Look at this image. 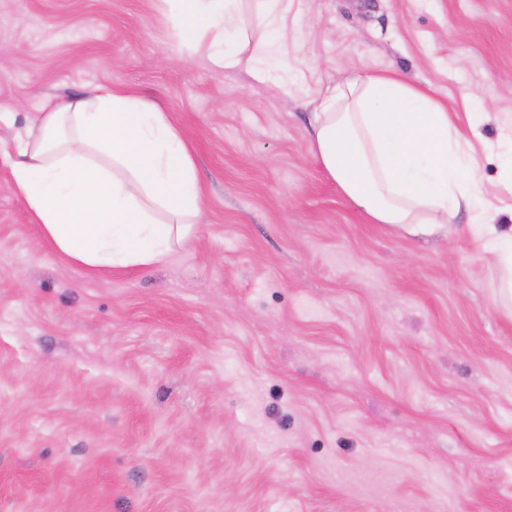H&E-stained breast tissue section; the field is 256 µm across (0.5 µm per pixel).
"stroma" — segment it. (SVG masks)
<instances>
[{"label": "stroma", "instance_id": "obj_1", "mask_svg": "<svg viewBox=\"0 0 512 512\" xmlns=\"http://www.w3.org/2000/svg\"><path fill=\"white\" fill-rule=\"evenodd\" d=\"M287 88L173 39L162 0H0V512H512V311L469 215L373 223L314 159L360 67L427 83L489 201L512 0H293ZM157 102L203 203L146 268L67 265L12 187L48 100Z\"/></svg>", "mask_w": 512, "mask_h": 512}]
</instances>
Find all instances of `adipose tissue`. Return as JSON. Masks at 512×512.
<instances>
[{"mask_svg":"<svg viewBox=\"0 0 512 512\" xmlns=\"http://www.w3.org/2000/svg\"><path fill=\"white\" fill-rule=\"evenodd\" d=\"M174 39H209L213 65L259 82L288 67L277 45L291 0H164ZM311 150L347 201L414 231L467 209L512 300V226L499 224L447 108L392 70H359L314 100ZM13 187L41 234L95 272L162 261L191 232L202 191L191 151L156 103L112 87L45 106L16 145Z\"/></svg>","mask_w":512,"mask_h":512,"instance_id":"obj_1","label":"adipose tissue"}]
</instances>
